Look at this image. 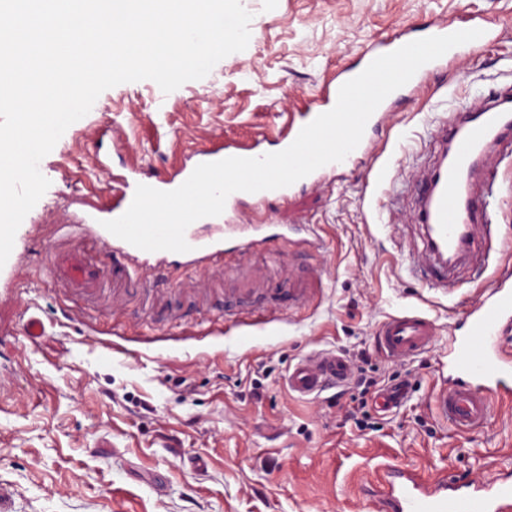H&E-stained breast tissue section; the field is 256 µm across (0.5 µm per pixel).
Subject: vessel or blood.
I'll use <instances>...</instances> for the list:
<instances>
[{"label": "vessel or blood", "mask_w": 512, "mask_h": 512, "mask_svg": "<svg viewBox=\"0 0 512 512\" xmlns=\"http://www.w3.org/2000/svg\"><path fill=\"white\" fill-rule=\"evenodd\" d=\"M484 20L463 14L456 20H436L420 30H409L372 44L362 55L359 66L342 71L336 79L322 86L316 97L306 99L298 122L290 124L277 142L286 149L304 125L332 109L340 87L359 75L376 57L401 46L429 36L448 35L457 31L478 28L482 37L450 49L442 58L423 65L412 77L411 86H418L433 70L445 62L479 51L490 40ZM383 100L369 118L367 136L340 162L324 165L306 177L302 185L319 183L331 172L357 166L372 151L369 138L390 108ZM441 144L450 146L454 162L441 170L438 178H426L418 185L420 223L433 227V237L439 243L459 246L465 257L476 256L480 250V234L486 233L492 222L488 209L493 185L483 182L471 187L470 181L480 161L496 156L512 158V113L500 104L467 105L458 120L444 125L438 135ZM261 151L254 145L224 144L199 151L198 163L219 161L228 157H257ZM191 166L180 167L165 179H155L140 169H130L118 190V199L105 213H88L79 222L69 224L74 237H89L102 243L112 242L113 234L101 224L102 217L117 218L130 206L137 185L170 191L179 187L191 175ZM292 187L256 193L235 192L228 196L223 213L205 217L207 235H200L198 226H189L185 239L190 249L182 258L200 263L222 257L225 239L240 241L243 249L262 247L278 235V227L262 221L238 223L244 206L262 212L269 198L288 200ZM52 274L65 284L78 288L92 287L97 271L79 252L63 256ZM469 333L452 337L450 342L451 374L440 383L432 396L436 413L456 430L468 432L482 427L493 415V403L512 395L507 380L512 377V350L503 343L501 332L512 322V279L500 278L488 291L482 292L477 304L467 313ZM435 337L434 325L421 313H397L388 316L377 330L376 342L385 355L405 359L426 353ZM351 374L348 360L333 351L318 352L302 358L289 369L286 386L289 393L300 397L317 395L326 381L345 382ZM371 512H512V480L501 477L485 482L459 483L441 478L426 484L413 470L390 466L376 474V486L370 492Z\"/></svg>", "instance_id": "1"}]
</instances>
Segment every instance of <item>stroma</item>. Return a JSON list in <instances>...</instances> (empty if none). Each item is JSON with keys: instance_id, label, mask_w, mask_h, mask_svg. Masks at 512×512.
Instances as JSON below:
<instances>
[{"instance_id": "stroma-1", "label": "stroma", "mask_w": 512, "mask_h": 512, "mask_svg": "<svg viewBox=\"0 0 512 512\" xmlns=\"http://www.w3.org/2000/svg\"><path fill=\"white\" fill-rule=\"evenodd\" d=\"M244 51L203 79L163 93L150 80L104 91L39 168L51 185L0 267V488L10 512H368L361 485L400 464L428 481L512 473V406L459 433L435 415L448 336L467 335L483 288L512 268V160L498 164L499 216L480 261L456 265L452 292L412 275L426 252L415 184L440 155L431 141L468 100L512 93V0H242ZM471 13L496 40L403 93L353 170L269 199L268 223L320 226L204 267L155 260L132 268L117 250L60 236L74 212L101 207L113 177L137 164L164 178L218 142L276 147L299 98L394 32ZM83 251L99 286L48 276L56 253ZM423 313L432 350L379 351L386 316ZM44 334L30 340L28 317ZM366 351L369 376L406 385L400 407L344 384L308 399L284 379L317 350ZM366 399L376 429L351 411Z\"/></svg>"}]
</instances>
